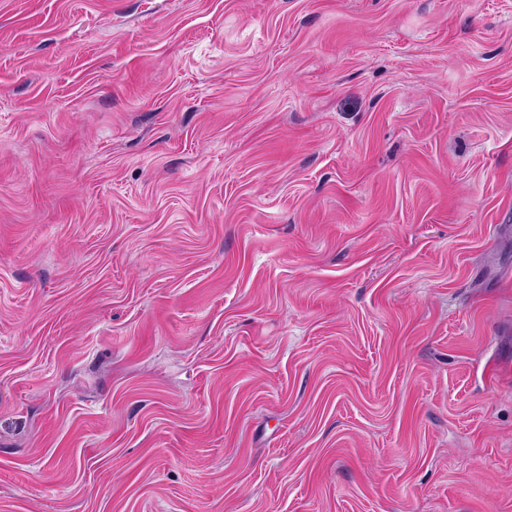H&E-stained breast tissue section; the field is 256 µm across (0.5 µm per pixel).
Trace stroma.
<instances>
[{
  "instance_id": "obj_1",
  "label": "stroma",
  "mask_w": 512,
  "mask_h": 512,
  "mask_svg": "<svg viewBox=\"0 0 512 512\" xmlns=\"http://www.w3.org/2000/svg\"><path fill=\"white\" fill-rule=\"evenodd\" d=\"M0 512H512V0H0Z\"/></svg>"
}]
</instances>
